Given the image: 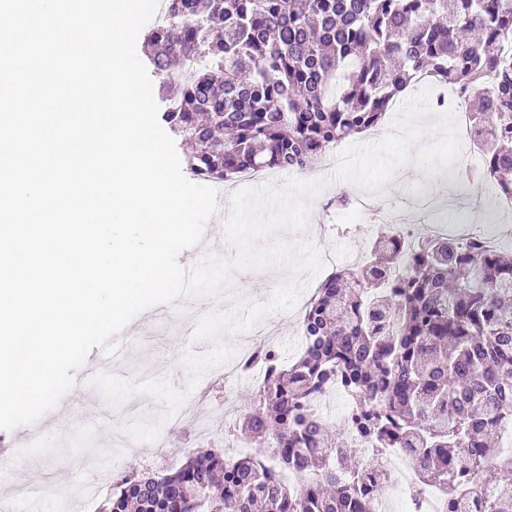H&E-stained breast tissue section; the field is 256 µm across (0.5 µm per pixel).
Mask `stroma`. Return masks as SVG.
<instances>
[{"instance_id":"1","label":"stroma","mask_w":512,"mask_h":512,"mask_svg":"<svg viewBox=\"0 0 512 512\" xmlns=\"http://www.w3.org/2000/svg\"><path fill=\"white\" fill-rule=\"evenodd\" d=\"M329 169L321 170L326 186L312 199L308 221L311 225L330 227L327 237L305 231L318 251H333L337 268H347L352 258L379 230L378 223L367 216H352L350 207L342 206L341 194H352L356 184L336 181ZM290 276L288 267L278 265L261 271L236 273L221 299L194 297L149 308L133 318L123 334L129 339L124 357L113 363L114 376L130 382L165 378L192 396H205L207 410L192 425L183 426L163 420V404L146 394H135L121 405L109 406L99 391L82 386L79 393H68L46 413L38 424L43 433L37 447L24 446L26 427L0 430V449L16 450L19 465L7 481H0V512H30L32 487L42 489L39 512H84L74 494L85 486L102 485L103 495L119 478L146 469L179 467L189 453L224 440V399L232 397L235 413H243L255 389L248 377L220 382L215 370L205 372L197 385H190V370L184 362L186 352L204 353L211 349L208 341L186 342L183 319L186 313L202 317L218 309L233 307L237 300H268L275 288ZM274 337H266L263 323L237 333L225 334L224 344L233 352L268 344L282 360L293 361L300 353L303 340L300 311L275 312ZM161 421L159 436L152 442L133 440L126 428L130 421Z\"/></svg>"}]
</instances>
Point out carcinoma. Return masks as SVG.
<instances>
[{
  "label": "carcinoma",
  "instance_id": "cac0c4a2",
  "mask_svg": "<svg viewBox=\"0 0 512 512\" xmlns=\"http://www.w3.org/2000/svg\"><path fill=\"white\" fill-rule=\"evenodd\" d=\"M144 35L165 96L162 120L182 138L187 169L227 181L253 169L305 171L333 145L376 128L425 75L476 100L481 176L512 199V0H166ZM401 275L390 278L397 265ZM303 352L267 368L236 432L256 451L193 454L174 471L121 480L103 512H373L380 478L344 431L326 438L313 394L336 381L382 448L411 445L417 482L452 512H477L456 476L494 477L484 512H512V458L489 436L512 417V255L428 236L404 249L389 235L365 262L330 273L302 316ZM295 473L301 482H288Z\"/></svg>",
  "mask_w": 512,
  "mask_h": 512
}]
</instances>
